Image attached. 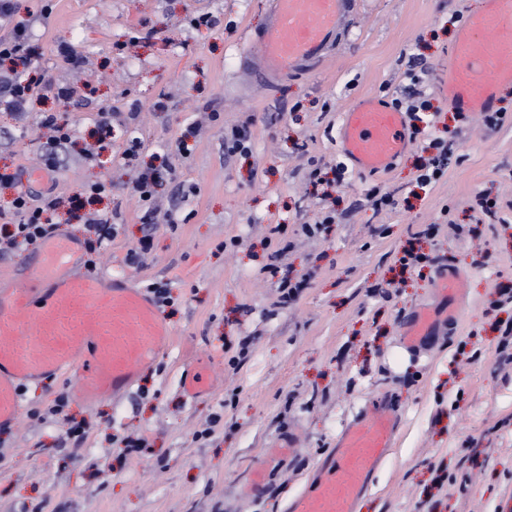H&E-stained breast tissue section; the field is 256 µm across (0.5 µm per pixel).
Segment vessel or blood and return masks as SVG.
<instances>
[{
    "label": "vessel or blood",
    "instance_id": "obj_1",
    "mask_svg": "<svg viewBox=\"0 0 512 512\" xmlns=\"http://www.w3.org/2000/svg\"><path fill=\"white\" fill-rule=\"evenodd\" d=\"M347 0H270L268 23L243 53L265 88L318 64L339 35ZM440 89L452 107L491 112L512 85V0H485L469 15ZM344 154L359 171L387 170L407 148L408 117L372 95L341 115ZM76 240L47 238L24 274L0 278V428L14 426L20 388L77 373L74 396L86 404L120 398L169 346L172 332L151 296L127 276L85 270ZM399 414L383 401L341 432L310 489L286 512H359L387 459Z\"/></svg>",
    "mask_w": 512,
    "mask_h": 512
}]
</instances>
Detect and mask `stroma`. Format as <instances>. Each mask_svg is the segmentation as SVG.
I'll return each mask as SVG.
<instances>
[{
	"label": "stroma",
	"mask_w": 512,
	"mask_h": 512,
	"mask_svg": "<svg viewBox=\"0 0 512 512\" xmlns=\"http://www.w3.org/2000/svg\"><path fill=\"white\" fill-rule=\"evenodd\" d=\"M264 2L47 0L43 15L38 0H16L35 12L30 44L47 76L77 89L41 108L73 137L53 177L34 178L41 110L2 111L0 166L30 176L36 192L110 184L100 207L117 212V233L96 266L143 288L167 284L161 313L173 338L119 400L81 403L73 374L24 387L19 424L0 431V512H284L337 435L380 399L402 424L361 512H512V362L499 360L498 330L512 322L500 295L512 289V86L500 91L507 114L494 128L479 114L457 116L439 93L460 21L483 0H353L318 67L259 89L240 53L265 23ZM202 15L214 26L195 27ZM62 43L80 69L58 55ZM413 57L427 70L428 130L451 147L447 172L418 187L421 135L388 171L351 168L337 181L342 112L364 95L402 99ZM103 107L112 137L101 142ZM234 129L249 153L225 149ZM133 136L141 147L129 162ZM163 161L172 175L155 201L182 221L156 224L150 258L134 268L126 255L146 231L132 181ZM376 193L393 205L374 209ZM480 194L496 201L497 219L478 212ZM326 204L335 224L305 233ZM282 247L290 277L307 279L285 306L264 270ZM409 249L437 261L402 267ZM445 271L462 295L438 293ZM423 308L437 313L433 331L406 346ZM193 372L207 388L191 398L182 382ZM63 393L68 405L53 415ZM72 419L86 421L83 440L68 435ZM130 435L144 447H126ZM442 463L452 479L440 485ZM260 466L269 491L252 495Z\"/></svg>",
	"instance_id": "35a3bbf8"
}]
</instances>
